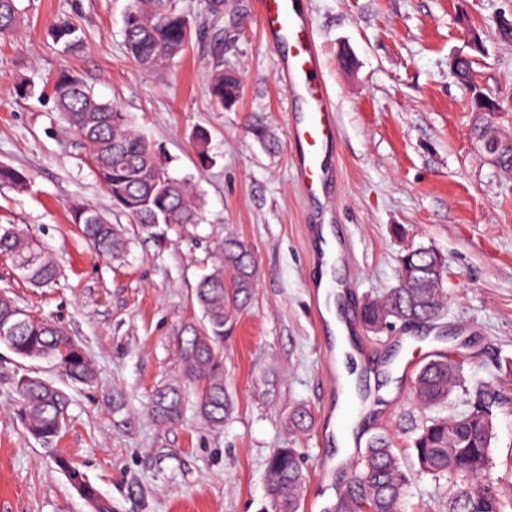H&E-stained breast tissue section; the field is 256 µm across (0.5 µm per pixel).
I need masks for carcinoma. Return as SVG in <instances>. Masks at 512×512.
I'll return each instance as SVG.
<instances>
[{
  "mask_svg": "<svg viewBox=\"0 0 512 512\" xmlns=\"http://www.w3.org/2000/svg\"><path fill=\"white\" fill-rule=\"evenodd\" d=\"M130 0L124 16L128 53L146 70L167 66L182 55L190 40V25L171 0ZM19 24L16 0H0V38L13 34ZM471 105H490L500 111L498 101L475 83H470ZM241 93L237 73L224 68V56L212 60L210 95L220 109L236 106ZM53 94L68 129L94 160V171L112 198L113 208L125 214L141 231L161 244L174 225L199 224L200 200L190 184L171 176L165 166L133 128L127 113L101 101L85 82L63 72L53 83ZM73 223L84 239L101 255L118 259L127 249L124 228L112 224L88 204L71 207ZM13 232L0 229V253L10 255L21 276L38 287L54 284L58 267L54 259L19 225ZM446 262H437L434 249L419 247L400 258L398 284L381 300L369 299L358 308L359 323L380 331L405 319L431 321L443 311L447 292L443 285ZM257 266L250 247L236 238L224 239L212 270L203 275L194 291L202 312L201 327L189 325L179 338L183 380L159 388L151 401L153 417L175 424L182 416L185 383L200 386L198 411L214 426L224 424L232 401L224 388V337L230 335L233 318L250 300ZM0 342L17 356L47 360L72 382L95 381L93 365L81 346L55 323L29 316L7 296L0 297ZM460 384L459 370L439 358L418 369L415 397L426 408L448 400ZM19 416L27 432L42 441L59 436L66 424L69 395L54 383L23 375L15 386ZM496 395L477 389L470 409L460 415L425 420L417 428L412 447L422 473L445 479L450 487L447 512H503L496 487L482 481L488 469L493 438L492 408ZM311 413L303 408L289 415V425L309 427ZM57 466L91 512H113L112 502L89 482L75 462L60 457ZM356 486L334 504L336 512H401L408 480L391 440L375 436L353 467ZM268 492L277 512H299L304 474L293 448H279L267 462Z\"/></svg>",
  "mask_w": 512,
  "mask_h": 512,
  "instance_id": "obj_1",
  "label": "carcinoma"
}]
</instances>
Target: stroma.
<instances>
[{
	"mask_svg": "<svg viewBox=\"0 0 512 512\" xmlns=\"http://www.w3.org/2000/svg\"><path fill=\"white\" fill-rule=\"evenodd\" d=\"M130 0H19L16 33L0 38V165L30 179L0 183V224L26 227L55 259L57 282L37 287L0 257V293L49 319L91 357L97 380L71 383L55 366L24 360L0 344V512H90L54 458L74 460L115 512H274L266 463L296 449L306 476L300 512H325L336 496L335 440L321 432L333 392L323 367L328 337L316 325L314 275L303 191L292 173L290 117L303 104L280 82L279 54L256 20L259 0H175L192 37L173 66L147 71L127 54ZM323 77L336 107L338 150L328 157L339 193L334 222L350 244L342 277L357 301L397 284L399 259L431 247L447 261V305L427 332L445 352L465 355L463 383L440 408L457 415L475 387L503 392L485 475L510 496L512 512V171L494 165L473 139L475 114L452 59L468 53L466 32L484 50L474 76L503 106L496 123L512 138V42L496 22L512 0H307ZM241 78L228 111L212 102V51ZM70 70L128 113L170 175L189 179L202 223L172 227L164 245L130 235L123 260L98 255L71 221L83 202L111 223L129 219L112 200L52 96ZM262 127L264 138L254 129ZM208 135L199 154L195 135ZM251 248L256 285L224 340V386L233 409L206 424L189 392L180 421L158 423L156 389L181 380L178 338L199 323L194 299L225 237ZM37 372L71 397L59 437L30 436L16 414L14 384ZM379 428L394 443L409 483L402 512H446L449 488L421 474L410 446L428 417L412 380L394 375ZM308 409L311 425L288 427Z\"/></svg>",
	"mask_w": 512,
	"mask_h": 512,
	"instance_id": "1",
	"label": "stroma"
}]
</instances>
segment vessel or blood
Returning <instances> with one entry per match:
<instances>
[{
    "label": "vessel or blood",
    "instance_id": "b4317fda",
    "mask_svg": "<svg viewBox=\"0 0 512 512\" xmlns=\"http://www.w3.org/2000/svg\"><path fill=\"white\" fill-rule=\"evenodd\" d=\"M259 21L265 40L283 57L284 90L304 103L303 112L293 119L291 137L295 146L294 174L312 209L311 222L306 226L309 239L315 243L312 262L321 275L311 288L317 292L326 286L343 295L350 284L333 278L332 273L338 263L344 262L346 245L334 242V227L325 221L326 213L335 207L326 158L336 145V108L322 78L307 11L303 0H262Z\"/></svg>",
    "mask_w": 512,
    "mask_h": 512
}]
</instances>
